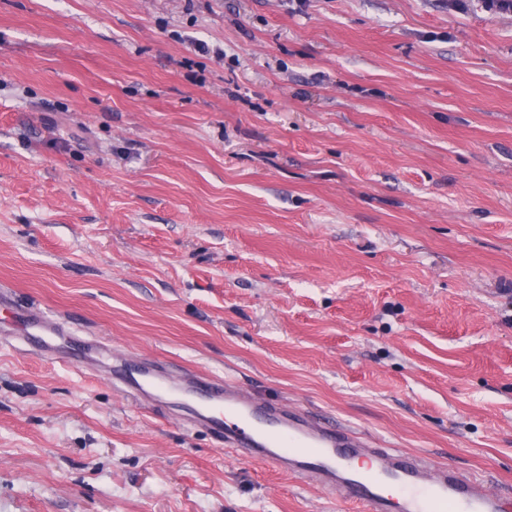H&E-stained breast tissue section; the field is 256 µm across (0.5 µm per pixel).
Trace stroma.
<instances>
[{
    "instance_id": "35a3bbf8",
    "label": "stroma",
    "mask_w": 512,
    "mask_h": 512,
    "mask_svg": "<svg viewBox=\"0 0 512 512\" xmlns=\"http://www.w3.org/2000/svg\"><path fill=\"white\" fill-rule=\"evenodd\" d=\"M128 362L512 494V11L0 0V512H363Z\"/></svg>"
}]
</instances>
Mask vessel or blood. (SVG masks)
Here are the masks:
<instances>
[{"label": "vessel or blood", "mask_w": 512, "mask_h": 512, "mask_svg": "<svg viewBox=\"0 0 512 512\" xmlns=\"http://www.w3.org/2000/svg\"><path fill=\"white\" fill-rule=\"evenodd\" d=\"M196 422L237 455L317 482L365 512H512V499L454 467L377 448L356 429L246 396L230 381L192 383Z\"/></svg>", "instance_id": "b4317fda"}]
</instances>
